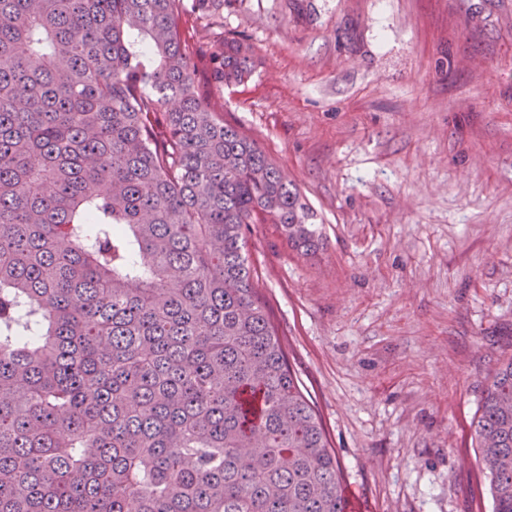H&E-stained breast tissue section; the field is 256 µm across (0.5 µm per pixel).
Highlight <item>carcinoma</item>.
<instances>
[{"mask_svg": "<svg viewBox=\"0 0 512 512\" xmlns=\"http://www.w3.org/2000/svg\"><path fill=\"white\" fill-rule=\"evenodd\" d=\"M209 0H0V512H349L246 252L320 225L212 90ZM474 439L512 512V358Z\"/></svg>", "mask_w": 512, "mask_h": 512, "instance_id": "cac0c4a2", "label": "carcinoma"}]
</instances>
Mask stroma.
Returning <instances> with one entry per match:
<instances>
[{
    "label": "stroma",
    "mask_w": 512,
    "mask_h": 512,
    "mask_svg": "<svg viewBox=\"0 0 512 512\" xmlns=\"http://www.w3.org/2000/svg\"><path fill=\"white\" fill-rule=\"evenodd\" d=\"M253 48L224 118L323 243L248 253L350 512H492L473 439L512 356V0H214Z\"/></svg>",
    "instance_id": "obj_1"
}]
</instances>
